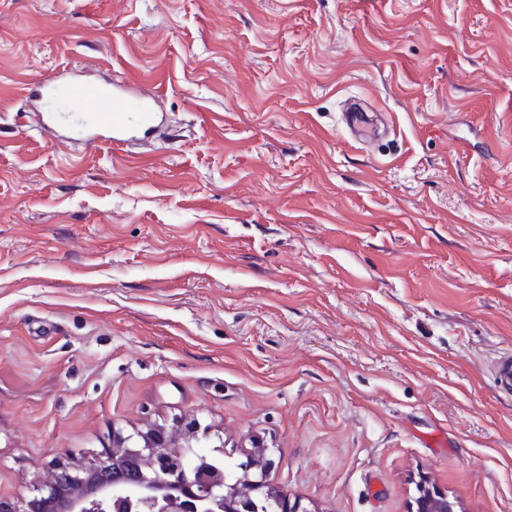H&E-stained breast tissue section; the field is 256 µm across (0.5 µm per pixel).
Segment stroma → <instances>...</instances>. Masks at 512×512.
I'll return each mask as SVG.
<instances>
[{
	"mask_svg": "<svg viewBox=\"0 0 512 512\" xmlns=\"http://www.w3.org/2000/svg\"><path fill=\"white\" fill-rule=\"evenodd\" d=\"M55 74L163 118L51 137ZM508 349L512 0H0L1 494L192 413L304 512H512ZM418 496L415 498L410 512H454L453 505L448 497L439 493L426 482L417 487ZM415 506V510L413 507Z\"/></svg>",
	"mask_w": 512,
	"mask_h": 512,
	"instance_id": "obj_1",
	"label": "stroma"
}]
</instances>
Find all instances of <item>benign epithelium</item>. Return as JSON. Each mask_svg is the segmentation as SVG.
Listing matches in <instances>:
<instances>
[{
  "label": "benign epithelium",
  "instance_id": "benign-epithelium-1",
  "mask_svg": "<svg viewBox=\"0 0 512 512\" xmlns=\"http://www.w3.org/2000/svg\"><path fill=\"white\" fill-rule=\"evenodd\" d=\"M191 416L154 421L87 462L55 457L27 496L0 495V512H305L266 482L267 449L252 448L226 469L193 452L210 437ZM413 512H454L448 497L423 482Z\"/></svg>",
  "mask_w": 512,
  "mask_h": 512
}]
</instances>
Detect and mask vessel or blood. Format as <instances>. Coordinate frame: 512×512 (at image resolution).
<instances>
[{
  "label": "vessel or blood",
  "instance_id": "b4317fda",
  "mask_svg": "<svg viewBox=\"0 0 512 512\" xmlns=\"http://www.w3.org/2000/svg\"><path fill=\"white\" fill-rule=\"evenodd\" d=\"M47 92L61 95L73 105L91 106L94 137L116 145L124 144L136 129L150 125L157 117V101L117 93L92 83L55 79L38 85L34 94L39 97Z\"/></svg>",
  "mask_w": 512,
  "mask_h": 512
}]
</instances>
